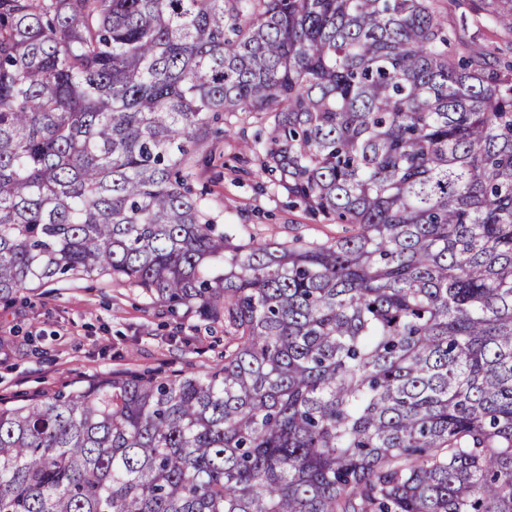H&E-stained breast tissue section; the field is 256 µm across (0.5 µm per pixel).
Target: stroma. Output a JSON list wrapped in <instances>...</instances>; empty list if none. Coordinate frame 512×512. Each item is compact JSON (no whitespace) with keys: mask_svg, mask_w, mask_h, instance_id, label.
<instances>
[{"mask_svg":"<svg viewBox=\"0 0 512 512\" xmlns=\"http://www.w3.org/2000/svg\"><path fill=\"white\" fill-rule=\"evenodd\" d=\"M478 0H441L450 28H463L475 48L512 40V25L486 18ZM195 153L192 184L211 204L218 228L242 224L257 241H323L341 227L292 206L287 193L260 189L243 140L257 124H213ZM224 354V324L153 302L140 288L102 276L49 281L0 299V396H28L85 386L124 371L170 373L203 368Z\"/></svg>","mask_w":512,"mask_h":512,"instance_id":"obj_1","label":"stroma"}]
</instances>
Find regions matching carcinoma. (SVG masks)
<instances>
[{"label": "carcinoma", "instance_id": "1", "mask_svg": "<svg viewBox=\"0 0 512 512\" xmlns=\"http://www.w3.org/2000/svg\"><path fill=\"white\" fill-rule=\"evenodd\" d=\"M457 35L437 0H0V298L96 274L225 333L0 398V512H512V75ZM215 112L347 234L216 232Z\"/></svg>", "mask_w": 512, "mask_h": 512}]
</instances>
